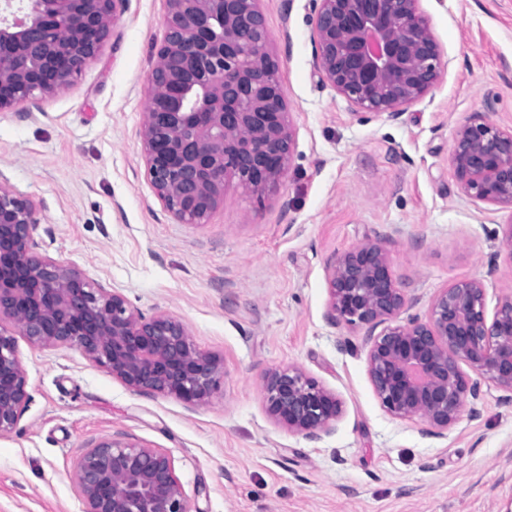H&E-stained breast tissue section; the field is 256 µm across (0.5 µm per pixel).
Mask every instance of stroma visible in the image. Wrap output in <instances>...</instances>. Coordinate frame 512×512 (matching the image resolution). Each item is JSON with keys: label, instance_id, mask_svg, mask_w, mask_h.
<instances>
[{"label": "stroma", "instance_id": "35a3bbf8", "mask_svg": "<svg viewBox=\"0 0 512 512\" xmlns=\"http://www.w3.org/2000/svg\"><path fill=\"white\" fill-rule=\"evenodd\" d=\"M313 0H260L295 152L260 194L236 184L177 222L145 173L148 82L165 0H124L98 56L64 89L0 110V184L38 212V253L180 319L224 375L208 402L135 390L80 348L15 344L28 400L0 436V512H84L74 465L104 438L168 452L191 512H512V392L478 380L443 435L382 406L365 327L327 319L332 257L382 241L408 315L482 280L512 294V210L465 196L450 165L474 115L512 129V0H420L438 82L391 118L356 112L314 67ZM294 366L342 403L308 437L268 414L263 378Z\"/></svg>", "mask_w": 512, "mask_h": 512}]
</instances>
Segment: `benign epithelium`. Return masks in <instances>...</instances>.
<instances>
[{
    "label": "benign epithelium",
    "mask_w": 512,
    "mask_h": 512,
    "mask_svg": "<svg viewBox=\"0 0 512 512\" xmlns=\"http://www.w3.org/2000/svg\"><path fill=\"white\" fill-rule=\"evenodd\" d=\"M123 2L30 0L25 11L4 0L0 110L68 84L96 58ZM315 3V68L358 109L396 117L439 79L440 50L419 0ZM164 25L149 83L150 100L163 108L146 113V176L176 220L199 224L228 181L252 191L275 183L294 138L259 0H168ZM63 27L83 37L64 47ZM450 163L466 196L512 208V130L475 115L456 131ZM38 223L33 204L0 184V322L35 347L81 348L133 389L206 402L223 374L219 361L196 349L178 319L145 317L121 292L36 254ZM329 279L331 323H389L369 347L367 371L391 415L422 417L439 435L478 398L471 375L512 392V295L489 318L484 283L463 280L438 292L426 318L402 323L408 299L380 241L333 259ZM263 391L269 414L306 436L342 412L333 392L293 366L269 372ZM27 398L14 337L0 325V436L16 428ZM74 479L84 512H191L172 458L159 449L102 439L78 458Z\"/></svg>",
    "instance_id": "1"
}]
</instances>
